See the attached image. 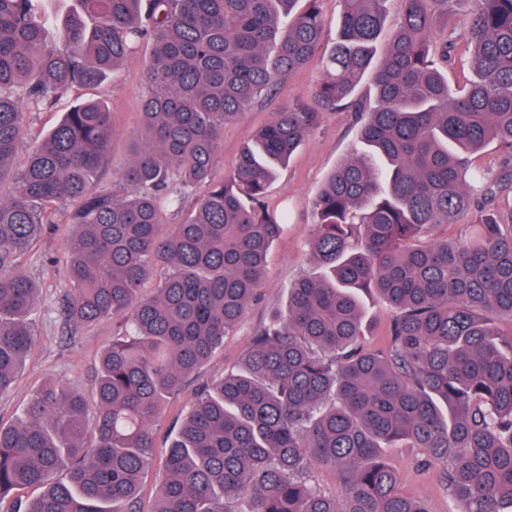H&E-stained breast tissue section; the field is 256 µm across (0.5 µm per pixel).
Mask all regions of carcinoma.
<instances>
[{
	"label": "carcinoma",
	"mask_w": 512,
	"mask_h": 512,
	"mask_svg": "<svg viewBox=\"0 0 512 512\" xmlns=\"http://www.w3.org/2000/svg\"><path fill=\"white\" fill-rule=\"evenodd\" d=\"M39 0H0V394L34 342V283L21 259L67 211L70 326L120 318L88 394L50 383L24 420L0 424V501L20 512H140L138 493L166 397L245 316L282 229L265 194L325 112L358 115V140L313 199L317 277L288 288L239 374L203 385L165 450L155 512H426L380 449L403 441L437 468L453 512H512V165L473 173L492 142L512 149V0H467L474 79L452 89L432 41L461 0H400L398 31L377 39L385 0H340L336 42L310 105L274 113L235 168L213 169L224 125L276 90L323 46L319 0H79L47 44ZM142 133L110 189L93 188L112 141L101 102L73 106L12 170L23 101L51 106L114 75L141 43ZM369 79L373 98L355 97ZM194 202L184 208L187 196ZM180 216L167 223V212ZM473 211L461 240L432 237ZM156 280L150 295L146 281ZM395 310L380 351L365 340L360 294ZM334 471L339 494L315 472Z\"/></svg>",
	"instance_id": "carcinoma-1"
}]
</instances>
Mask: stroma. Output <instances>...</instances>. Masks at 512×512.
Returning <instances> with one entry per match:
<instances>
[{
    "mask_svg": "<svg viewBox=\"0 0 512 512\" xmlns=\"http://www.w3.org/2000/svg\"><path fill=\"white\" fill-rule=\"evenodd\" d=\"M435 37L452 38L453 61L444 73L450 85L464 86L473 77L464 14L455 15L447 29L437 30ZM148 57V47L140 46L124 60L118 73L105 82L73 87L51 107L29 106L25 137L14 156V167L25 166L33 146L56 127L64 112L81 102L97 100L111 108L114 134L95 186L112 187L129 165L131 144L142 131L141 98L145 92L143 74ZM323 75V57L318 54L306 67L285 77L275 92L258 99L236 120L225 124L223 144L214 158L217 174L235 167L243 144L273 113L293 100H310ZM356 138L351 112L343 108L326 112L321 125L280 169L269 188L266 204L269 211L285 212L286 224L268 255L260 293L249 305L243 320L225 336L223 348L178 392L169 396L152 426L157 449L168 446L172 429L191 410L201 384L241 369L255 332L267 322L273 310L285 305L289 285L300 276L319 275L320 270L308 250L314 221L312 200L328 174L350 154ZM73 234L72 224L64 215H57L53 229L35 243L21 262L20 273L39 290L37 305L29 316L37 341L10 390L0 394L1 424L18 421L30 398L48 382L58 381L78 392L87 390L101 352L119 332L117 322L112 320L79 328L72 335L67 332L59 314L64 296V269L58 258ZM385 454L401 476L403 492L422 500L429 512H451L453 504L440 475L418 468L417 449L399 443L386 449Z\"/></svg>",
    "mask_w": 512,
    "mask_h": 512,
    "instance_id": "1",
    "label": "stroma"
}]
</instances>
